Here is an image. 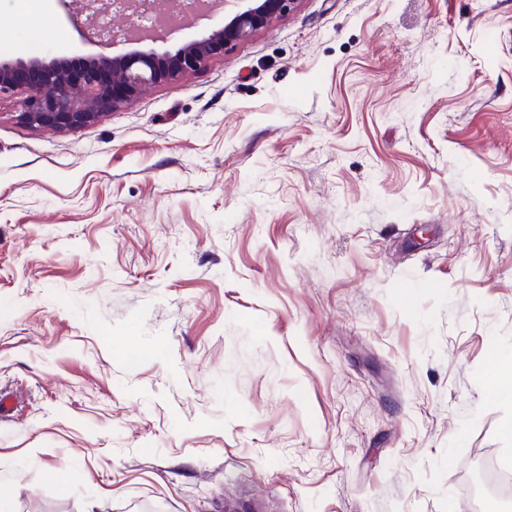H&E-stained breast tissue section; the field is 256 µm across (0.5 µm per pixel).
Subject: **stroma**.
<instances>
[{
	"mask_svg": "<svg viewBox=\"0 0 512 512\" xmlns=\"http://www.w3.org/2000/svg\"><path fill=\"white\" fill-rule=\"evenodd\" d=\"M1 30L5 61L135 49L69 0H0ZM25 98L0 97V512H467L512 455V0H301L65 133ZM490 385L497 388L499 395L512 398V354L495 352Z\"/></svg>",
	"mask_w": 512,
	"mask_h": 512,
	"instance_id": "stroma-1",
	"label": "stroma"
}]
</instances>
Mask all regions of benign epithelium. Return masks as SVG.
Returning a JSON list of instances; mask_svg holds the SVG:
<instances>
[{
  "mask_svg": "<svg viewBox=\"0 0 512 512\" xmlns=\"http://www.w3.org/2000/svg\"><path fill=\"white\" fill-rule=\"evenodd\" d=\"M235 9L224 15V26L186 43L177 50L158 53L153 49L90 58L84 64V77L73 81L68 67L60 60L39 58L0 63V96L22 86L27 90L24 111L18 120L30 127L66 132L97 122L109 112L127 104L149 88L184 78L216 57L225 54L254 33L293 12L301 0H209L192 12L205 15L228 2ZM156 0H112L121 13L131 12L125 32L104 27L91 28V34L114 43L133 41L142 12L157 9Z\"/></svg>",
  "mask_w": 512,
  "mask_h": 512,
  "instance_id": "benign-epithelium-1",
  "label": "benign epithelium"
}]
</instances>
